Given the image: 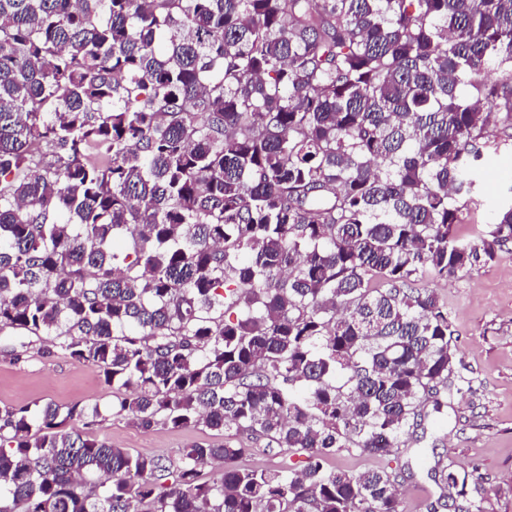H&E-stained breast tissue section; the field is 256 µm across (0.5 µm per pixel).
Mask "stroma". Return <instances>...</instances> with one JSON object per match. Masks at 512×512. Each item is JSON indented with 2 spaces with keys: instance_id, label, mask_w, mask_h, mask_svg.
I'll return each instance as SVG.
<instances>
[{
  "instance_id": "1",
  "label": "stroma",
  "mask_w": 512,
  "mask_h": 512,
  "mask_svg": "<svg viewBox=\"0 0 512 512\" xmlns=\"http://www.w3.org/2000/svg\"><path fill=\"white\" fill-rule=\"evenodd\" d=\"M511 186L512 145L484 161L477 190L481 205L469 209L457 235L474 239ZM427 285L448 307L456 357L470 387L449 400L441 419L426 422L424 434L408 435L406 446L392 456L404 510L430 512L445 492L432 471L447 466L473 476L463 506L512 512V253L461 277L428 279ZM111 400L112 389L98 370L53 352L47 336L0 332V406L105 405ZM91 431L136 454L170 457L191 443L221 440L207 429L144 430L115 417Z\"/></svg>"
}]
</instances>
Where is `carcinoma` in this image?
Returning <instances> with one entry per match:
<instances>
[{
    "mask_svg": "<svg viewBox=\"0 0 512 512\" xmlns=\"http://www.w3.org/2000/svg\"><path fill=\"white\" fill-rule=\"evenodd\" d=\"M511 140L512 0H0V327L114 417L225 433L173 460L77 427L97 403L0 407V512H402L325 462L461 390L425 280L509 251L512 202L455 228ZM439 477L433 510L472 479ZM246 448L240 464L253 467V468H264L272 464L288 463L290 457L288 451L280 448H275L273 451H269L265 448V442L256 443L252 439H246L245 437L238 436Z\"/></svg>",
    "mask_w": 512,
    "mask_h": 512,
    "instance_id": "cac0c4a2",
    "label": "carcinoma"
}]
</instances>
